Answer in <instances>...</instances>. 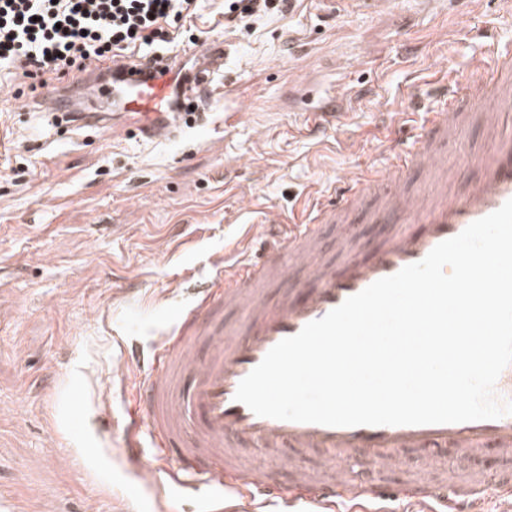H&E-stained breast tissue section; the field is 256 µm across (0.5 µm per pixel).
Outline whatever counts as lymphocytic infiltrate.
Wrapping results in <instances>:
<instances>
[{"label":"lymphocytic infiltrate","mask_w":512,"mask_h":512,"mask_svg":"<svg viewBox=\"0 0 512 512\" xmlns=\"http://www.w3.org/2000/svg\"><path fill=\"white\" fill-rule=\"evenodd\" d=\"M292 7L293 0H223L216 12L232 30ZM201 9L202 0H0V71L43 88L103 70L146 46H179Z\"/></svg>","instance_id":"1"}]
</instances>
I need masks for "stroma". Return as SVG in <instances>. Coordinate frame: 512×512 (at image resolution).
Segmentation results:
<instances>
[{"instance_id":"35a3bbf8","label":"stroma","mask_w":512,"mask_h":512,"mask_svg":"<svg viewBox=\"0 0 512 512\" xmlns=\"http://www.w3.org/2000/svg\"><path fill=\"white\" fill-rule=\"evenodd\" d=\"M224 84L161 139L118 127L55 126L32 92L0 73V512H119L97 476L98 443L75 434L102 396L122 417L134 369L118 339L168 331L237 248L257 255L269 227L302 217L329 183L384 165L388 113L475 58L512 48L496 0H297L283 16L223 31ZM342 122L313 132L318 113ZM496 150L470 113L442 152L457 195Z\"/></svg>"}]
</instances>
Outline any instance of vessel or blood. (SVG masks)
<instances>
[{"instance_id":"1","label":"vessel or blood","mask_w":512,"mask_h":512,"mask_svg":"<svg viewBox=\"0 0 512 512\" xmlns=\"http://www.w3.org/2000/svg\"><path fill=\"white\" fill-rule=\"evenodd\" d=\"M224 58L222 43L200 47L193 66L178 57L156 56L144 65L113 64L112 85L95 104L64 103L47 89L42 99L60 118L100 125L106 110L131 115L130 128L155 139L178 126L185 108L210 95L214 69ZM461 101L443 100L414 140L396 153L388 171L332 183L308 219L279 225L259 258L244 257L225 268L223 285L200 292L171 335L147 347L148 370L140 382L143 416L123 420L127 433L120 455L104 449L105 464H117L122 481L139 476L148 433L160 461L176 463L169 482L147 497H134L124 512H166L169 496L198 500L207 496L206 512H263L277 501L279 512H388L387 501L416 506L417 512H485L491 491L512 496V415L498 419L426 425L333 427L281 421L255 415L236 401L240 381L284 338L325 316L374 281L421 261L437 244L512 199V157L478 159L479 176L449 197L436 190L409 200L398 185L409 170L440 168V148L453 141L468 112L483 113L490 139H497L502 117L512 110V49L494 64H478L466 78ZM376 197L374 216L393 225L379 243L359 246L349 216L366 196ZM337 225L340 261L323 258L324 225ZM307 276L299 287H286L294 268ZM279 289L269 299V289ZM247 311L244 328L213 331L220 309ZM258 452L284 448L295 453L322 451L321 473L292 465L289 484L273 469L241 467L239 449ZM415 459H408V452Z\"/></svg>"}]
</instances>
